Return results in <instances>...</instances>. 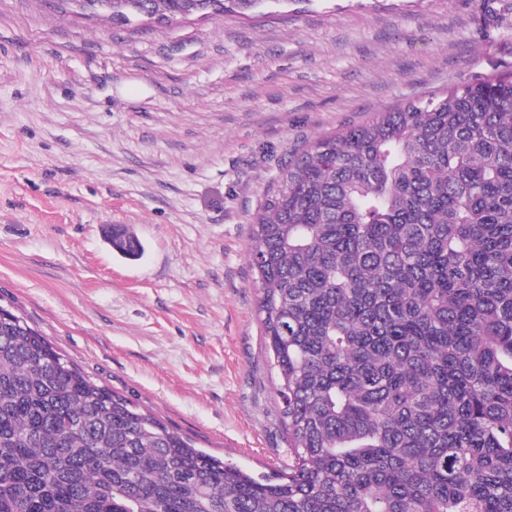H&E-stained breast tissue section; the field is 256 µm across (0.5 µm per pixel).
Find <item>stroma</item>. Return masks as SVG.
<instances>
[{
    "instance_id": "35a3bbf8",
    "label": "stroma",
    "mask_w": 512,
    "mask_h": 512,
    "mask_svg": "<svg viewBox=\"0 0 512 512\" xmlns=\"http://www.w3.org/2000/svg\"><path fill=\"white\" fill-rule=\"evenodd\" d=\"M512 69V0H270L175 26L0 0V306L195 447L288 467L248 257L316 137ZM124 225L143 257L117 256Z\"/></svg>"
}]
</instances>
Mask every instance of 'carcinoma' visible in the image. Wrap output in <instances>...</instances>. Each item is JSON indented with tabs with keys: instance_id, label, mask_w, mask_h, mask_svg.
<instances>
[{
	"instance_id": "1",
	"label": "carcinoma",
	"mask_w": 512,
	"mask_h": 512,
	"mask_svg": "<svg viewBox=\"0 0 512 512\" xmlns=\"http://www.w3.org/2000/svg\"><path fill=\"white\" fill-rule=\"evenodd\" d=\"M253 239L288 469L193 447L0 312V512H512V70L314 140Z\"/></svg>"
}]
</instances>
